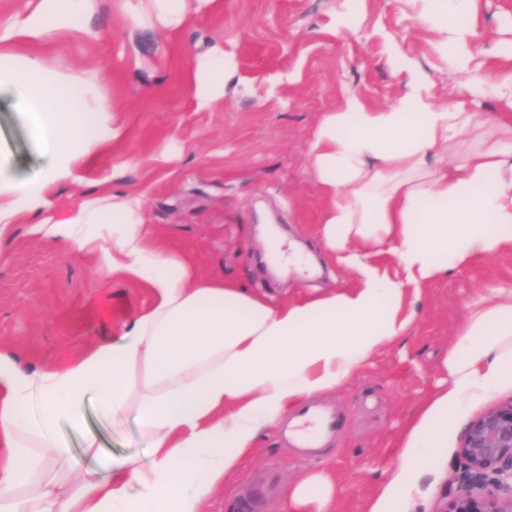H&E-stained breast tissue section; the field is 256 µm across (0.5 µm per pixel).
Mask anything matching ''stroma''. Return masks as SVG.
Listing matches in <instances>:
<instances>
[{
	"label": "stroma",
	"instance_id": "obj_1",
	"mask_svg": "<svg viewBox=\"0 0 512 512\" xmlns=\"http://www.w3.org/2000/svg\"><path fill=\"white\" fill-rule=\"evenodd\" d=\"M345 0H223L176 33L125 26L113 0H93L87 34L69 35L46 56L61 71L92 66L107 79L103 92L124 127L116 148L94 151L78 183L56 184L40 220L50 223L105 192H144V218L153 233L190 260L206 278L245 285L268 302L348 285L352 272L324 254L318 230L324 217L321 186L306 153L321 113L335 111L345 92L373 104H394L403 91L381 52L386 39L429 73L438 97L448 95L435 37L401 11L397 0H360L358 32L330 33ZM471 50L476 63L512 73L496 59L498 40H512V0H477ZM232 57L236 74L223 105L196 111L186 93L197 54L213 47ZM0 157L14 180L39 177L47 159L26 118L0 96ZM275 219L285 244H298L317 261L313 274L289 269L273 275L261 261L267 237L259 209ZM96 258L73 254L63 240L34 222L13 225L0 244V347L12 348L32 370L65 363L90 344L119 341L124 317L149 306L142 283L105 281ZM512 279V252L479 260L426 288L415 304L411 336L370 357L336 391L319 396L335 408L342 428L313 456L285 445L278 429L260 432L252 456L226 479L209 512H285L288 489L304 471H325L336 485V512H366L384 474L402 452L407 421L442 380L440 366L459 323L493 279ZM87 422L102 448L148 462L134 413L109 430L95 405ZM464 426L448 425V442L432 464L412 512H436L442 493L456 487V451Z\"/></svg>",
	"mask_w": 512,
	"mask_h": 512
}]
</instances>
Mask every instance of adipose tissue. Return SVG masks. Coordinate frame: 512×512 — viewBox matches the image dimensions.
I'll return each mask as SVG.
<instances>
[{
    "label": "adipose tissue",
    "mask_w": 512,
    "mask_h": 512,
    "mask_svg": "<svg viewBox=\"0 0 512 512\" xmlns=\"http://www.w3.org/2000/svg\"><path fill=\"white\" fill-rule=\"evenodd\" d=\"M436 36L456 97L437 98L415 60L387 41L391 71L407 76L396 105L354 93L322 113L307 140L322 186L320 233L351 287L271 304L245 288L201 278L145 228L143 199L112 193L51 224L68 249L98 257L103 279L145 283L153 302L124 322L121 342L93 345L64 365L31 371L0 352V512H205L225 478L251 454L260 429L345 383L372 354L411 333L423 288L478 259L512 249V75L474 67L466 17L476 0H405ZM92 0H32L0 13V94L16 96L50 164L42 178H0V240L37 216L54 184L78 181L79 162L123 136L105 127L112 102L99 76L61 72L32 46L82 31ZM132 28L176 32L220 0H116ZM228 56H198L187 89L198 110L224 101ZM502 103L492 117L482 101ZM444 374L407 427L399 464L367 512H410L449 422L512 382V285L491 286L457 329ZM37 416H29L31 400ZM96 403L112 427L135 412L148 463L101 453L87 424ZM68 427L96 459L81 468ZM336 488L303 473L291 512H335Z\"/></svg>",
    "instance_id": "obj_1"
}]
</instances>
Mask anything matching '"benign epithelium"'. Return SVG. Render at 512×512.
<instances>
[{"label": "benign epithelium", "instance_id": "obj_1", "mask_svg": "<svg viewBox=\"0 0 512 512\" xmlns=\"http://www.w3.org/2000/svg\"><path fill=\"white\" fill-rule=\"evenodd\" d=\"M457 457V489L437 512H512V401L468 424Z\"/></svg>", "mask_w": 512, "mask_h": 512}]
</instances>
